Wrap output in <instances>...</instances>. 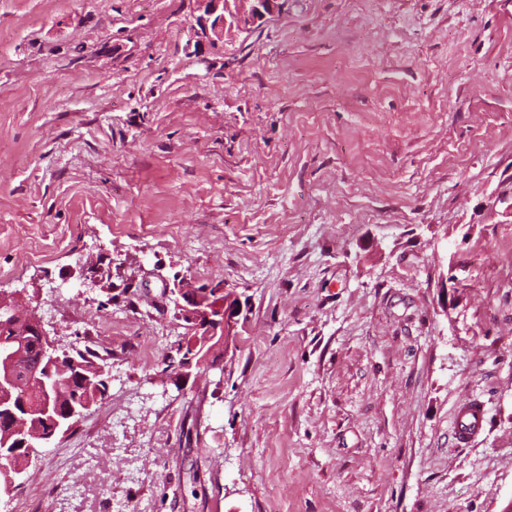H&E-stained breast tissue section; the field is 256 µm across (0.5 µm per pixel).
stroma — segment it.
<instances>
[{"instance_id": "stroma-1", "label": "stroma", "mask_w": 512, "mask_h": 512, "mask_svg": "<svg viewBox=\"0 0 512 512\" xmlns=\"http://www.w3.org/2000/svg\"><path fill=\"white\" fill-rule=\"evenodd\" d=\"M199 13L0 0V292L108 373L0 512H505L512 0ZM180 285L240 299L212 366ZM201 4L202 13L195 17L191 25L195 45L198 47L203 43L211 46L223 47L224 32L228 24L225 13L228 12L232 19V25L236 24L238 30H249L256 23L261 22L267 15L279 11L284 0H234L252 2L249 12L240 14L228 8L229 0H198ZM251 26V27H249ZM483 417V407L474 401H467L456 410L453 427L461 442L466 443L479 433Z\"/></svg>"}]
</instances>
